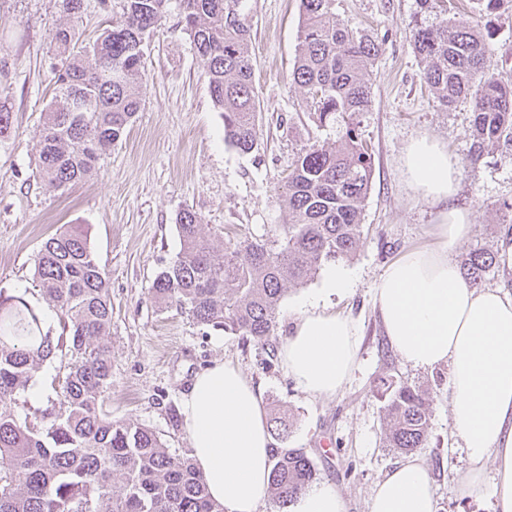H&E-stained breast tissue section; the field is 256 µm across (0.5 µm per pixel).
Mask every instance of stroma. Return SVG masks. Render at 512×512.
I'll return each instance as SVG.
<instances>
[{
    "label": "stroma",
    "instance_id": "stroma-1",
    "mask_svg": "<svg viewBox=\"0 0 512 512\" xmlns=\"http://www.w3.org/2000/svg\"><path fill=\"white\" fill-rule=\"evenodd\" d=\"M121 0H82L78 21L62 0H0V106L14 122L0 138V294L23 297L43 329L58 330L56 308L38 290L34 261L43 241L64 228L87 237L110 282L112 386L103 396L109 418L148 428L170 453L190 448L181 402L192 377L215 361L242 370L258 388L266 417H290L286 444L314 462L318 483L340 492L346 512H369L375 485L403 455L382 443L385 402L374 391L380 379L416 383L430 394L427 442L418 454L431 467L437 512H493L489 494L463 495L455 479L467 460L449 430L447 369L415 370L390 348L373 300V286L405 250L435 242L437 209L421 200L402 177L404 150L426 136L442 143L460 172L451 206L470 212L469 238L455 250H497L512 222V145L495 143L470 153L473 114L469 101L444 109L423 78L415 54L414 21L435 22L418 0H336V14L379 46L366 78L372 103L361 113L360 133L372 149V182L364 202L363 234L343 260L353 286L333 296L331 308L358 330L357 364L330 398L301 392L279 355L297 304L321 285L314 275L290 286L280 302L275 337L267 346L193 322L176 305L155 302L150 288L182 248L175 225L185 209L199 214L216 252L227 240L280 233L287 218L285 185L300 150L333 147L339 128L318 126L291 72L303 16L300 0H226L249 29L259 101L258 150L242 154L224 141V120L205 79V62L179 24V0L145 46V80L137 118L127 136L85 180L53 189L36 174L40 130L55 97L60 61L50 43L56 27L76 24L80 42L93 41L120 17ZM446 16L477 25L494 72L512 77V0L484 14L477 0H444ZM60 360L43 363L17 410L45 408ZM38 398H31V391Z\"/></svg>",
    "mask_w": 512,
    "mask_h": 512
}]
</instances>
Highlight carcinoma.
Here are the masks:
<instances>
[{
    "label": "carcinoma",
    "mask_w": 512,
    "mask_h": 512,
    "mask_svg": "<svg viewBox=\"0 0 512 512\" xmlns=\"http://www.w3.org/2000/svg\"><path fill=\"white\" fill-rule=\"evenodd\" d=\"M167 2L123 0L121 20L79 51L74 27L52 34L62 67L37 164L48 186L83 180L127 134L140 109L146 39ZM180 6L183 30L205 60L225 141L249 154L260 138L249 30L240 19L226 21L225 0H180ZM301 8L293 82L319 123L340 125L342 135L330 149L312 145L298 154L288 175L281 237L230 242L218 257L202 233L201 216L184 210L176 216L182 250L151 288L156 302L176 305L194 322L261 344L274 335L286 286L302 285L323 263L354 255L372 179V154L361 139L358 116L371 105L364 69L379 46L336 18L335 0H301ZM413 43L440 105L470 101L472 154L480 155L489 143L512 142V79L489 70L483 35L465 21L442 18L431 26L415 24ZM77 103L88 109L73 111ZM495 265L494 253L477 245L463 275L478 286ZM35 277L59 312L60 333L43 330L23 298L0 295V512H224L191 457L170 454L150 429L114 422L101 410L112 380L105 342L112 302L109 279L87 237L67 229L47 238ZM59 354L69 362L53 386L56 399L31 414L15 412L12 405L32 373ZM376 392L387 399L385 446L406 454L424 447L428 392L392 378ZM286 432L287 424L277 421L270 449V491L281 508L317 475L304 451L284 446Z\"/></svg>",
    "instance_id": "obj_1"
}]
</instances>
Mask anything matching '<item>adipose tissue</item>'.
Instances as JSON below:
<instances>
[{
	"instance_id": "1",
	"label": "adipose tissue",
	"mask_w": 512,
	"mask_h": 512,
	"mask_svg": "<svg viewBox=\"0 0 512 512\" xmlns=\"http://www.w3.org/2000/svg\"><path fill=\"white\" fill-rule=\"evenodd\" d=\"M402 175L421 199L438 206L437 243L404 252L374 285L384 334L399 359L416 369L448 368L450 432L465 449L463 494L489 492L494 512H512V285H470L453 251L472 224L448 206L459 172L446 148L413 139ZM352 286L350 272L329 267L318 292L297 308L280 351L305 394L328 398L344 387L357 358L353 323L326 297ZM193 462L225 512H260L268 494L273 443L261 396L237 367L221 361L195 374L182 402ZM370 512H436L431 475L419 458L395 465L376 485Z\"/></svg>"
}]
</instances>
